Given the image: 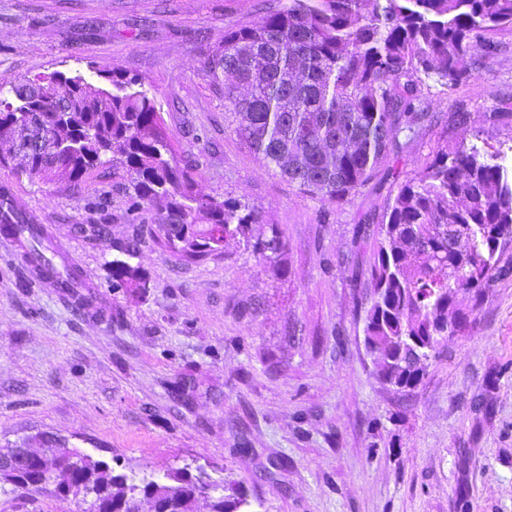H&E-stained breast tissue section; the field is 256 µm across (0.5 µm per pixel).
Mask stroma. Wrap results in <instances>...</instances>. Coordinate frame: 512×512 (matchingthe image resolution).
I'll return each mask as SVG.
<instances>
[{"instance_id": "stroma-1", "label": "stroma", "mask_w": 512, "mask_h": 512, "mask_svg": "<svg viewBox=\"0 0 512 512\" xmlns=\"http://www.w3.org/2000/svg\"><path fill=\"white\" fill-rule=\"evenodd\" d=\"M266 4L178 0L172 13L164 0H0V91L94 63L137 76L177 153L197 159L198 189L257 211L251 239L276 228L286 241L274 264L231 239L190 262L155 242L159 216L141 221L111 172L74 196L0 167V185L68 246L94 299L78 310L0 242V447L49 435L138 481L186 468L239 483L250 512H512V249L473 329L442 341L413 389L385 384L360 315L374 245L356 230L379 221L393 179L377 175L339 205L304 193L233 132L206 71V47ZM497 41L455 92L425 86L440 122L414 141L401 177L456 138L447 116L460 106L512 160V127L486 120L512 108V33ZM96 224L108 237L91 234ZM116 260L145 287H113ZM82 508L0 484V512Z\"/></svg>"}]
</instances>
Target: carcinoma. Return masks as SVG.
I'll list each match as a JSON object with an SVG mask.
<instances>
[{"label": "carcinoma", "instance_id": "1", "mask_svg": "<svg viewBox=\"0 0 512 512\" xmlns=\"http://www.w3.org/2000/svg\"><path fill=\"white\" fill-rule=\"evenodd\" d=\"M512 31V0H277L260 20L224 31L206 51L213 85L224 94L233 131L254 155L324 203L357 196L392 159L399 164L420 132L438 121L423 97L429 79L452 90L472 66L491 60L496 36ZM94 84L79 73L52 71L25 78L0 98V141L31 154L16 174L57 181L72 194L107 166L127 177L131 206L165 211L158 243L186 260L218 254L224 239L246 234L258 213L237 199L197 192L194 162L178 159L154 97L136 77L107 63L92 67ZM454 121L459 139L439 150L412 179L396 184L379 224L367 270L375 297L365 309L364 344L382 379L398 390L415 386L440 340L468 331L512 246V169L500 151L469 140L467 113ZM56 147L41 150L40 143ZM0 232L18 236L40 278L84 282L74 267L47 255L48 234L14 208L0 187ZM264 260L283 252L273 229L261 242L245 241ZM112 285L145 286L141 272L112 262ZM63 468L68 494L89 501L87 512H114L146 498L154 512H193L184 472L170 484L141 489L123 474L76 448L27 462L13 486L45 488L41 475ZM243 496H216L210 512H238Z\"/></svg>", "mask_w": 512, "mask_h": 512}]
</instances>
